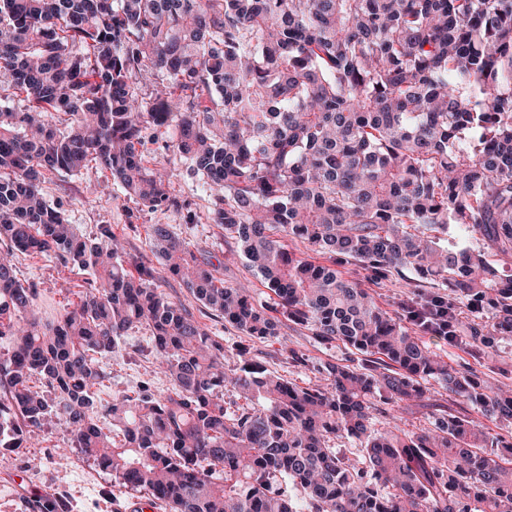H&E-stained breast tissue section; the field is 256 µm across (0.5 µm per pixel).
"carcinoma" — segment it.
Listing matches in <instances>:
<instances>
[{
	"mask_svg": "<svg viewBox=\"0 0 512 512\" xmlns=\"http://www.w3.org/2000/svg\"><path fill=\"white\" fill-rule=\"evenodd\" d=\"M4 86L28 107H0V238L98 277L44 327L36 289L0 258V336L15 339L1 448L25 447L55 416L100 467L172 512H512V390L446 362L337 269L352 259L374 282L405 271L414 288L452 289L445 339L475 359L512 336V0H0ZM148 127L164 129L276 301L219 278L164 224L151 235L160 279L251 339L279 336L285 319L357 362L324 364L313 387L266 372L249 345L224 350L151 286L154 268L133 274L110 229L88 239L47 204L44 173L92 162L149 208L173 202V171L137 148ZM451 228L478 246H445ZM137 324L172 388L102 409L96 356ZM430 380L509 436L451 411L421 432L378 421ZM226 387L241 400L232 411Z\"/></svg>",
	"mask_w": 512,
	"mask_h": 512,
	"instance_id": "obj_1",
	"label": "carcinoma"
}]
</instances>
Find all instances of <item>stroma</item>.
I'll return each mask as SVG.
<instances>
[{"label": "stroma", "mask_w": 512, "mask_h": 512, "mask_svg": "<svg viewBox=\"0 0 512 512\" xmlns=\"http://www.w3.org/2000/svg\"><path fill=\"white\" fill-rule=\"evenodd\" d=\"M140 150L149 165L175 169L171 204L148 208L126 196L110 172L95 167L74 174L46 173L41 192L78 234L93 238L101 227H108L122 238L129 258L137 261L155 263L151 229L156 224L168 225L194 253L211 259L220 278L248 289L259 302L269 303L271 293L261 276L234 253L223 229L213 224L209 196L187 174L184 162L165 150L160 131L146 130ZM14 264L20 281L36 288V309L46 325L55 323L67 308L76 305L95 279L92 270L66 266L54 255L19 252ZM159 286L169 301L189 311L219 336L225 348L249 342L254 358L263 367L300 386L320 384L321 364L342 363L351 356L342 343H318L308 329L290 322L283 323L279 337L246 340L244 333L204 307L181 282L166 279ZM429 343L446 356L448 363L474 368L489 381L512 388V336L501 339L496 352L479 361L464 347L448 345L445 340L433 337ZM294 352L303 356L304 365L292 362L290 355ZM154 355L150 330L140 325L130 329L115 352L99 359L103 377L94 388L97 401L107 405L113 397L143 390L167 394L171 382L155 369ZM428 388L424 400L395 407L389 414L390 421L418 431L430 426L435 406L458 408L457 397L446 386L433 381ZM45 497L59 502L58 512H122L132 501L144 506L153 503L146 493L120 487L111 471L73 448L69 432L58 423L38 431L30 447L0 448V512H31L32 502Z\"/></svg>", "instance_id": "1"}]
</instances>
